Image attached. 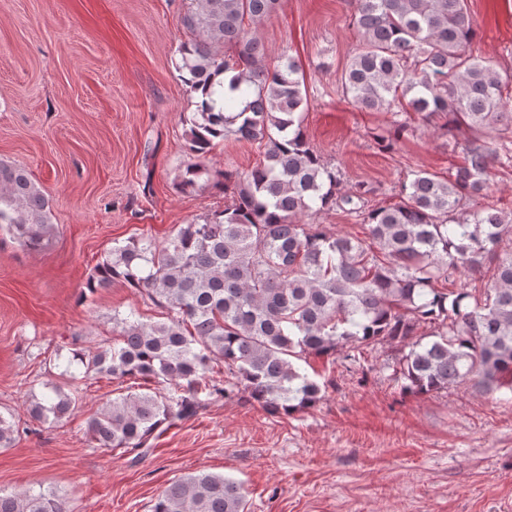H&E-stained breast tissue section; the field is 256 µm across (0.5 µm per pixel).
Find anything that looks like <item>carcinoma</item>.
Masks as SVG:
<instances>
[{"label": "carcinoma", "instance_id": "cac0c4a2", "mask_svg": "<svg viewBox=\"0 0 512 512\" xmlns=\"http://www.w3.org/2000/svg\"><path fill=\"white\" fill-rule=\"evenodd\" d=\"M276 0H190V37L176 63L197 109L183 117L190 161L179 175L188 194L210 175L208 155L233 135L263 150L248 172L227 169L218 182L231 203L181 224L165 242L131 238L115 245L86 282L94 293L116 282L161 309L144 323L112 316L117 340L92 353L75 349L83 377L163 381L167 393L129 392L87 422L97 448L146 454L154 434L188 420L234 390L276 416L317 405L327 384L296 365L376 344L398 347L401 390L428 395L470 384L481 394L512 388V212L485 198L492 169L512 167V98L492 63L470 53L478 24L467 0H356L361 43L341 77L344 97L362 112H385L373 134L391 151L415 112L448 137L462 162L442 179L411 170L398 201L368 205L372 188L343 184L304 131L307 96L294 58L266 66L254 25ZM234 54L227 55L224 48ZM232 72L214 99V79ZM339 209L359 217L366 237L332 234L304 218ZM49 200L22 166L0 162V229L27 250L50 238ZM491 272L488 288L453 287L460 275ZM450 287H438V284ZM430 332L421 336L420 328ZM224 361L229 380H209ZM29 408L30 421L61 423L78 391L52 382ZM20 423L0 413V448ZM0 512H69L52 490L0 491ZM152 512H247L244 489L200 471L172 481Z\"/></svg>", "mask_w": 512, "mask_h": 512}]
</instances>
